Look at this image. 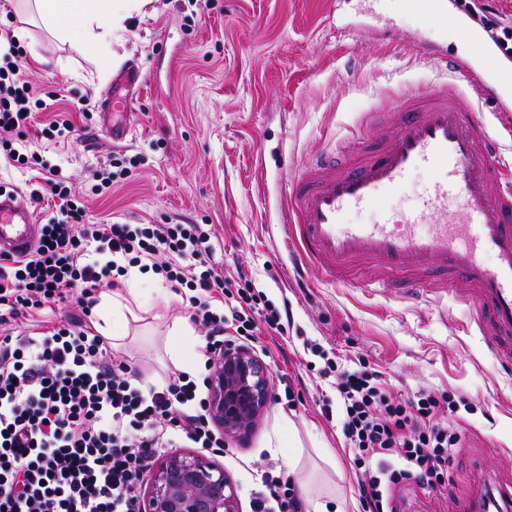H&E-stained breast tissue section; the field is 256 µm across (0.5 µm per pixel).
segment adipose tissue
<instances>
[{
  "label": "adipose tissue",
  "instance_id": "1",
  "mask_svg": "<svg viewBox=\"0 0 512 512\" xmlns=\"http://www.w3.org/2000/svg\"><path fill=\"white\" fill-rule=\"evenodd\" d=\"M134 0H32L45 27L63 42L98 50L111 48L114 32L123 30Z\"/></svg>",
  "mask_w": 512,
  "mask_h": 512
}]
</instances>
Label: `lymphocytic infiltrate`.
<instances>
[{"label":"lymphocytic infiltrate","mask_w":512,"mask_h":512,"mask_svg":"<svg viewBox=\"0 0 512 512\" xmlns=\"http://www.w3.org/2000/svg\"><path fill=\"white\" fill-rule=\"evenodd\" d=\"M0 42V154L24 170L40 160L19 145L48 104L22 77L10 30L0 28ZM47 199L53 211L36 250L0 257V512H141L154 455L183 442L222 450L207 393L185 372L161 387L141 384L84 322L50 319L37 331L21 329V318L71 299L90 313L99 286L132 267L184 294L192 320L206 330L208 356L223 351L231 331L243 338L262 327L283 332V316L263 304L247 276L237 290L226 287L203 225L85 223L83 202L52 166L29 191L32 206ZM319 374L339 378L344 447L362 473L363 512H396L390 489L403 481L446 488L460 437L437 416L457 413L460 397L397 399L379 374L330 362ZM262 484L253 512H302L290 478L267 472Z\"/></svg>","instance_id":"obj_1"}]
</instances>
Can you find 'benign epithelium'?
Masks as SVG:
<instances>
[{
	"instance_id": "7a95c632",
	"label": "benign epithelium",
	"mask_w": 512,
	"mask_h": 512,
	"mask_svg": "<svg viewBox=\"0 0 512 512\" xmlns=\"http://www.w3.org/2000/svg\"><path fill=\"white\" fill-rule=\"evenodd\" d=\"M272 378L249 348L228 343L213 362L208 409L230 440L244 439L268 404ZM142 512H239L235 488L209 457L175 448L155 460Z\"/></svg>"
}]
</instances>
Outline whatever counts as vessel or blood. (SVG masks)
<instances>
[{"label": "vessel or blood", "mask_w": 512, "mask_h": 512, "mask_svg": "<svg viewBox=\"0 0 512 512\" xmlns=\"http://www.w3.org/2000/svg\"><path fill=\"white\" fill-rule=\"evenodd\" d=\"M404 11L437 19L473 39L464 59H447L449 79L396 92L387 118L372 116L357 149L339 145L315 154L291 178L279 211L297 249L298 268H317L344 280L362 259L386 276L371 290L426 299L448 297L472 308L470 322L501 370L512 374V180L505 178L501 145L471 102L512 112V89L500 79L494 52L449 14L446 0H399ZM138 79L123 74L103 97L104 110L130 108ZM433 179L402 223L382 208L386 194L418 170ZM376 207L372 224H346L345 212ZM456 220H449V212ZM38 233L25 196L0 191V254L32 251Z\"/></svg>", "instance_id": "1"}]
</instances>
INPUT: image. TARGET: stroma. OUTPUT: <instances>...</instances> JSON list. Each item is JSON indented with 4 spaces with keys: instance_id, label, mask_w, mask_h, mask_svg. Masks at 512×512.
Instances as JSON below:
<instances>
[{
    "instance_id": "stroma-1",
    "label": "stroma",
    "mask_w": 512,
    "mask_h": 512,
    "mask_svg": "<svg viewBox=\"0 0 512 512\" xmlns=\"http://www.w3.org/2000/svg\"><path fill=\"white\" fill-rule=\"evenodd\" d=\"M0 26L22 46L21 69L38 96L58 99L55 111L38 112L26 148L68 176L89 222L206 225L225 277L245 273L290 316L287 331L261 332L251 345L272 374L273 400L244 441L212 456L234 484L240 512H252L267 471L286 472L298 486L324 479L344 512H363L340 420L323 413L336 399L333 380L317 374L329 360L381 372L401 399L449 392L469 405L451 419L461 438L451 493L398 485L400 512H464L485 486L512 491V377L498 373L479 336L463 332L468 309L328 285L314 269L289 279V231L275 221L290 176L312 155L352 145L354 129L368 113L387 111L401 87L447 80L440 59L420 58L411 43L422 38L460 57L471 44L375 0H148L108 54L22 22L16 0H0ZM375 27L389 28L391 39L374 38ZM133 66L146 84L132 108L112 114L127 130L115 141L100 129L101 97ZM62 119L73 123L72 138L42 136ZM119 153L133 161L128 176L98 191ZM119 289L139 303L112 352L144 383H163L181 368L169 331L190 312L150 272L130 269ZM288 383L301 398L292 408L279 399ZM288 419L298 457L268 445Z\"/></svg>"
}]
</instances>
